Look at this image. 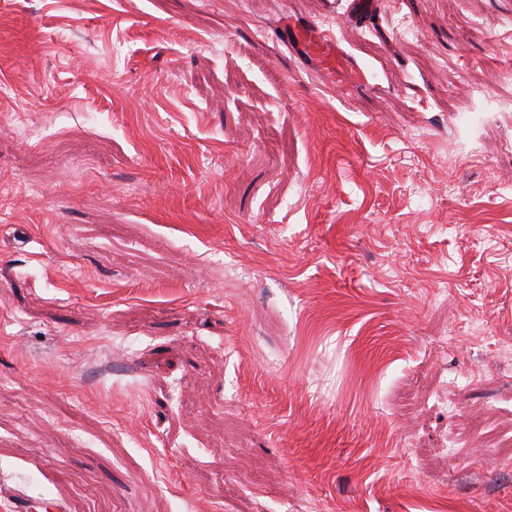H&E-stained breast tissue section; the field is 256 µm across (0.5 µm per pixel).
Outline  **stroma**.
I'll return each mask as SVG.
<instances>
[{"label":"stroma","instance_id":"stroma-1","mask_svg":"<svg viewBox=\"0 0 512 512\" xmlns=\"http://www.w3.org/2000/svg\"><path fill=\"white\" fill-rule=\"evenodd\" d=\"M375 2L0 0V512H512V0ZM286 41L292 44L309 62L329 73L347 70L346 55L335 38L316 23L305 21L283 30Z\"/></svg>","mask_w":512,"mask_h":512}]
</instances>
